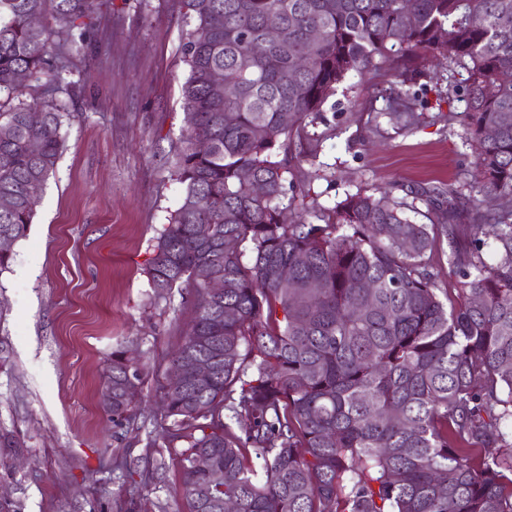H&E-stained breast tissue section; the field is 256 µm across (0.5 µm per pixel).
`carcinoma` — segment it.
I'll list each match as a JSON object with an SVG mask.
<instances>
[{
  "mask_svg": "<svg viewBox=\"0 0 512 512\" xmlns=\"http://www.w3.org/2000/svg\"><path fill=\"white\" fill-rule=\"evenodd\" d=\"M182 2L186 127L171 152L183 194L147 274L159 296L193 289L170 363L214 362L205 383L163 386L189 512H224L229 497L238 512H512V209L485 205L512 197V0ZM97 22L95 0H0V237L11 240L0 271L33 221L31 184L54 174L64 147L65 51H95ZM271 26L282 39L250 55ZM427 53L468 71L466 223L452 186L415 193L434 206L428 224L378 190L288 220L287 191L319 158L308 127L337 88L398 59L387 116L411 130L420 113L403 86ZM38 75L46 82L22 99ZM443 239L453 295L431 259ZM213 278L224 279L217 296L206 293ZM143 374L126 350L112 352L100 403L114 425L135 422Z\"/></svg>",
  "mask_w": 512,
  "mask_h": 512,
  "instance_id": "cac0c4a2",
  "label": "carcinoma"
}]
</instances>
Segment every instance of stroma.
<instances>
[{"label": "stroma", "instance_id": "35a3bbf8", "mask_svg": "<svg viewBox=\"0 0 512 512\" xmlns=\"http://www.w3.org/2000/svg\"><path fill=\"white\" fill-rule=\"evenodd\" d=\"M179 0H102L89 38L99 53L70 54L58 95L70 114L56 172L39 194L26 236L0 272V496L9 512H187L176 449L158 415L170 355L195 307L175 290L157 297L145 272L156 237L178 207L182 185L167 151L184 126L180 88L188 76ZM390 65L350 76L314 126L323 143L310 183L316 205L382 189L471 181L473 149L455 92L464 69L424 61L409 84L422 114L411 131L385 115ZM145 368L136 423L155 446L109 421L100 405L117 345ZM153 469L133 485L112 460Z\"/></svg>", "mask_w": 512, "mask_h": 512}]
</instances>
